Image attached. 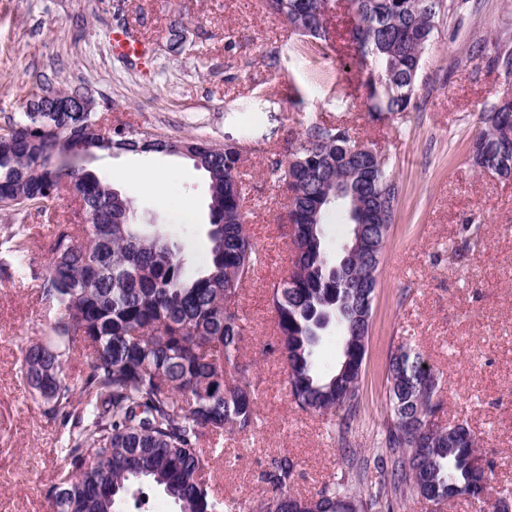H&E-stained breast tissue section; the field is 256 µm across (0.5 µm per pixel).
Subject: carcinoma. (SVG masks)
I'll list each match as a JSON object with an SVG mask.
<instances>
[{
    "instance_id": "obj_1",
    "label": "carcinoma",
    "mask_w": 512,
    "mask_h": 512,
    "mask_svg": "<svg viewBox=\"0 0 512 512\" xmlns=\"http://www.w3.org/2000/svg\"><path fill=\"white\" fill-rule=\"evenodd\" d=\"M316 0H265L312 45L329 41L328 13ZM356 53L366 65L367 112L375 120L412 107L417 73L430 46L440 0H348ZM37 88L25 110L0 127V198L13 211L36 209L55 224L51 256L40 276V298L53 311L52 340L22 352L20 375L49 420L64 430L65 468L47 490L50 512H126L147 482L163 490L176 512H241L208 484L207 470L224 433L249 436L258 427L256 388L249 364L239 359L246 327L236 307L243 284L260 262L247 234L241 176L242 153L226 144L202 160L209 186L210 257L195 274L185 271L180 247L160 228L135 221L131 200L112 193V182L74 159L93 149L137 153L139 134L117 137L98 125L95 112H45ZM484 127L471 157L512 174V101L484 108ZM356 144L342 124L307 126L296 139L289 171L277 162L271 173L295 218L292 234L305 251L271 291L276 336L264 350L279 355L288 371L290 396L303 412H344L349 425L360 405V381L371 328L372 297L379 271L371 256L346 288L331 272L323 224L336 202L332 179L345 186L344 213L361 212L379 243L392 224L397 185L389 166ZM293 181H288V178ZM72 183L81 205L61 218L57 194ZM0 240V266L28 269L25 238L30 228L10 224ZM338 328L341 356L328 372L319 364L320 326ZM79 344L92 347L82 374L66 372ZM438 378L420 356L400 347L386 366L390 418L386 422L392 479L373 491H356L349 476L309 499L291 493L295 463L269 460L262 473L266 494L249 512H363L409 496L423 500L473 496L483 491L499 512L505 489L492 484L494 463L475 467L482 455L463 425L426 432L418 440L407 422L432 415Z\"/></svg>"
}]
</instances>
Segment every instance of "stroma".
Masks as SVG:
<instances>
[{
	"label": "stroma",
	"instance_id": "obj_1",
	"mask_svg": "<svg viewBox=\"0 0 512 512\" xmlns=\"http://www.w3.org/2000/svg\"><path fill=\"white\" fill-rule=\"evenodd\" d=\"M328 18L331 40L321 54L264 0H0V126L37 84L82 86L109 121L244 147L246 229L263 259L238 308L261 422L250 438H224L211 473L224 497L251 507L277 455L296 462L293 492L301 497L343 475L360 491L388 479L377 465L390 456L385 370L402 345L438 377L434 423L466 421L495 462L496 483L512 487V178L479 171L470 156L484 105L512 94V77L494 64L512 49V0H443L413 108L378 122L365 111L366 72L347 0H332ZM173 26L185 38L177 49ZM125 27L148 44L146 66L113 57L110 33ZM340 120L389 158L398 185L360 407L343 438L340 415L295 406L284 364L263 351L274 334L271 288L292 269L270 160L286 155L309 124ZM82 165L128 196L140 222L163 225L187 270L206 266L204 171L180 156L131 152L96 151ZM50 320L37 281L0 272V512H50L46 490L64 465L62 432L19 374L24 348L46 338Z\"/></svg>",
	"mask_w": 512,
	"mask_h": 512
}]
</instances>
